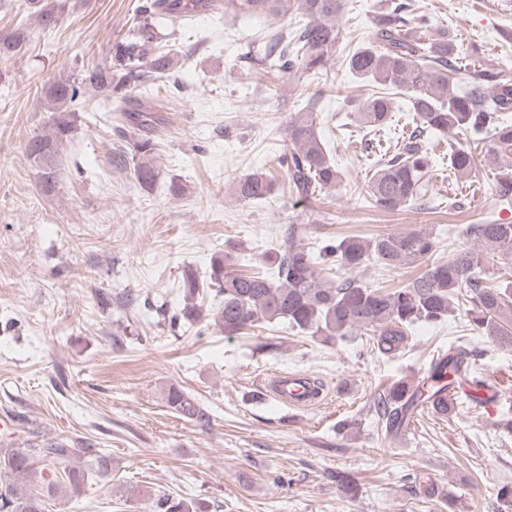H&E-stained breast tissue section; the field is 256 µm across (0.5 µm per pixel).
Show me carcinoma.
I'll return each instance as SVG.
<instances>
[{"instance_id": "obj_1", "label": "carcinoma", "mask_w": 512, "mask_h": 512, "mask_svg": "<svg viewBox=\"0 0 512 512\" xmlns=\"http://www.w3.org/2000/svg\"><path fill=\"white\" fill-rule=\"evenodd\" d=\"M195 4L206 7L202 0H146L134 11L123 36L112 43L108 62L61 76L45 87L50 116L43 133L26 147L38 170L43 194L52 195L59 189L57 156L75 130L74 107L89 96L111 102L113 111L121 113L136 130L130 171L143 188L155 187L160 176L157 143L141 129L161 123V117L153 112H129L127 106L134 88L171 76L177 61L170 56V49L160 46V29L177 26L187 7ZM25 5L40 30H52L60 24L61 6L53 0H25ZM343 8L344 0H223L224 14L233 17L301 16L303 23L292 30L282 28L252 40L247 55L270 72L297 70L306 75L327 70L340 42L338 18ZM410 12L408 0H395L379 9L371 37L346 58L351 74L376 88L355 112L357 122L369 132L377 134L390 128L393 96L409 93L413 127L377 160L369 186L372 206L388 213L430 201L428 175L433 156L427 142L433 136L458 130L472 142L488 145L486 164L512 161V77L491 68H477L465 86H457L452 77L458 56L456 41L445 30L429 28L422 17L414 22ZM28 38L29 28L18 25L0 37V55L21 52ZM315 107L316 101L311 99L309 111L288 116L279 157L290 183L305 197L331 189L340 180L317 129ZM448 160L461 177L471 176L478 167L471 149L455 143L448 144ZM275 188V182L262 172L231 184L235 199L244 206L270 197ZM496 192L500 201L512 202V171L501 174ZM465 234L473 245L444 262L432 259L436 242L432 234L423 231L350 236L315 252L291 227L283 242L264 255V271L237 272L233 245L224 250V256L212 260L206 287L215 288L222 301L208 312L197 303L203 295L199 273L185 269L183 307L171 321L191 323L207 317L226 336L283 324L326 344L366 331L372 333L376 351L389 356L403 348L413 326L440 322L452 312L454 300L461 298L469 305L466 314L473 330L512 346V281L492 286L486 270L491 259L512 265V223L469 224ZM424 259L429 261L426 270L402 288H372L359 278L369 266L399 268ZM319 260L330 261L336 269L353 276L321 278L315 270ZM474 356L475 352L463 345H450L448 352L431 361L421 381L401 378L389 383L374 401L386 431L399 428L419 402L436 413L450 414L454 406L444 397L455 391L460 381L470 387L468 401L475 407L482 404L477 389L488 385L473 370ZM166 403L175 413L203 427L210 422L207 410L180 388H169ZM84 449L79 442L63 439L45 440L35 447L1 448L0 469L8 480L0 485V512H43L40 497L20 487L32 473V458L62 464ZM209 509L204 501L188 503L167 495L157 499L152 512Z\"/></svg>"}]
</instances>
